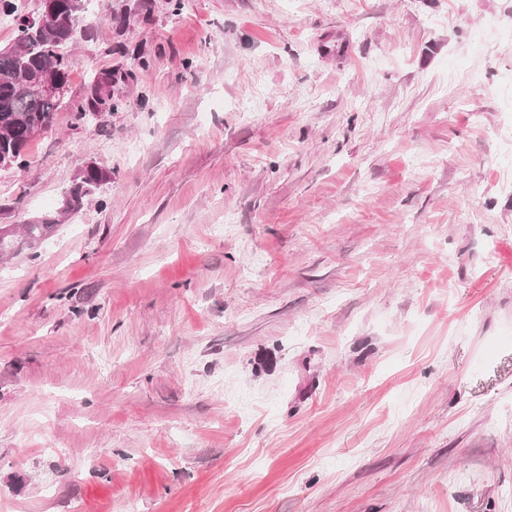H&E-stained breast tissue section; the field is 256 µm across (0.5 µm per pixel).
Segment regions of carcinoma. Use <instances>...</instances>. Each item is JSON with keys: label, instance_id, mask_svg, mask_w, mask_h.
Instances as JSON below:
<instances>
[{"label": "carcinoma", "instance_id": "cac0c4a2", "mask_svg": "<svg viewBox=\"0 0 512 512\" xmlns=\"http://www.w3.org/2000/svg\"><path fill=\"white\" fill-rule=\"evenodd\" d=\"M85 0H58L54 21L44 28H32L19 22L15 45L0 49V156L21 168L25 165V149L39 132L52 124L62 95L45 96L28 89V84L40 80L48 65L55 66L61 86H66L69 53L66 48L75 39ZM103 179L101 169L88 168L78 177L70 191L71 210L79 208ZM52 225L25 224L22 235L29 244L41 240Z\"/></svg>", "mask_w": 512, "mask_h": 512}]
</instances>
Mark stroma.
I'll list each match as a JSON object with an SVG mask.
<instances>
[{
    "mask_svg": "<svg viewBox=\"0 0 512 512\" xmlns=\"http://www.w3.org/2000/svg\"><path fill=\"white\" fill-rule=\"evenodd\" d=\"M69 53L0 168L55 222L0 512H512V0H93ZM102 179L103 173L98 167H90L82 176H79L77 182L70 191V209L72 211L78 210L83 197L90 194L93 189L99 185L98 183L101 182Z\"/></svg>",
    "mask_w": 512,
    "mask_h": 512,
    "instance_id": "1",
    "label": "stroma"
}]
</instances>
